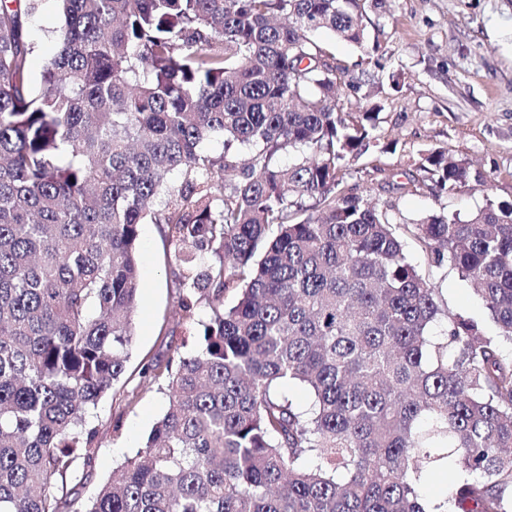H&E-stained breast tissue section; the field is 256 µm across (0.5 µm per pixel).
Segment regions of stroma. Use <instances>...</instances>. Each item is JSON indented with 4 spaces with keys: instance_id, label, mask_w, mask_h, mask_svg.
Here are the masks:
<instances>
[{
    "instance_id": "1",
    "label": "stroma",
    "mask_w": 512,
    "mask_h": 512,
    "mask_svg": "<svg viewBox=\"0 0 512 512\" xmlns=\"http://www.w3.org/2000/svg\"><path fill=\"white\" fill-rule=\"evenodd\" d=\"M58 23L57 0H39L29 22L39 45L30 63L32 79H39L54 49L48 34ZM367 25L379 37L386 71L399 74L400 86L377 93L382 145L350 161L345 184L409 220L427 212L465 218L487 202L512 200V0H383L369 9ZM434 147L487 173L486 184L470 182L434 195L421 167L423 152ZM408 182L415 191H405ZM171 252L158 225H141L135 335L123 378L89 417L98 431L93 468L85 480H67L80 499L111 480L166 408L165 395L144 368L193 350L197 341L195 328L178 315L167 265ZM407 255L435 282L450 310L488 322L482 302L454 270L429 266L412 247Z\"/></svg>"
}]
</instances>
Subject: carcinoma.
<instances>
[{"instance_id":"1","label":"carcinoma","mask_w":512,"mask_h":512,"mask_svg":"<svg viewBox=\"0 0 512 512\" xmlns=\"http://www.w3.org/2000/svg\"><path fill=\"white\" fill-rule=\"evenodd\" d=\"M37 2L0 0V512H512V202L404 222L345 189L377 113L343 111L314 36L373 58L367 0H57L34 84ZM422 167L437 194L487 181L443 148ZM146 222L202 330L147 368L166 411L80 502L55 485L91 467L86 416L124 375ZM406 251L409 260L423 274L430 275V278L436 283L437 288L440 289L442 299L448 302L450 310L472 317L483 322L489 329L492 328V323L482 302L471 288L460 280L454 270L448 266L442 268L429 266L427 260L410 243H408Z\"/></svg>"}]
</instances>
